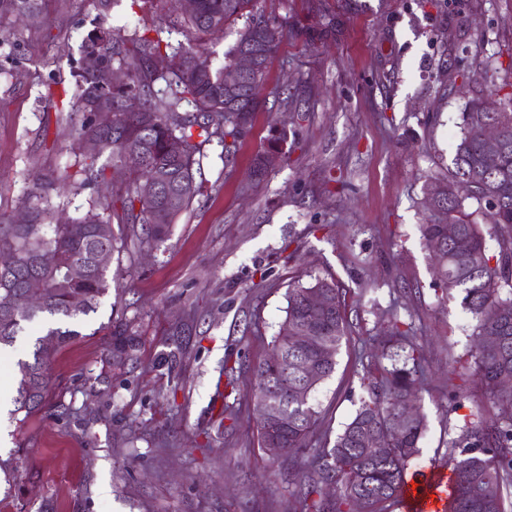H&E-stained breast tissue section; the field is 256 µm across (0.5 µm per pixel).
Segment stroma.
<instances>
[{
	"mask_svg": "<svg viewBox=\"0 0 512 512\" xmlns=\"http://www.w3.org/2000/svg\"><path fill=\"white\" fill-rule=\"evenodd\" d=\"M328 3L335 41L316 48L289 34L234 161L208 145L203 196L138 261L114 255L113 291L71 321L78 337L49 364L50 399L66 414L0 418V457L17 467L14 483L0 477V512H301L304 464L367 399L371 344L395 324L426 367L427 431L411 473L445 467L474 405L504 415L474 375L473 320L432 285L419 226L466 102L512 100V0ZM102 25L184 40L168 0H113L105 12L98 0H54L49 24L0 42V209L70 163L62 82ZM276 130L287 155L253 181L252 159ZM328 272L347 291L352 331L315 395L307 447L273 459L250 401L253 367L289 284ZM119 333L133 346L107 360Z\"/></svg>",
	"mask_w": 512,
	"mask_h": 512,
	"instance_id": "1",
	"label": "stroma"
}]
</instances>
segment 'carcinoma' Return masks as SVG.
Wrapping results in <instances>:
<instances>
[{"mask_svg": "<svg viewBox=\"0 0 512 512\" xmlns=\"http://www.w3.org/2000/svg\"><path fill=\"white\" fill-rule=\"evenodd\" d=\"M50 0H0V25L22 15L32 23L48 20ZM194 14H181L186 44L175 49L162 39L139 30L115 34L100 28L81 46L83 57L100 61L99 71L80 66L72 71L75 79L70 103L80 114L71 122L73 159L62 171H50L37 178L26 195L10 212L0 210V248L14 252V266L0 270V350L14 346L25 323L56 322L38 339L32 360L17 362V396L13 415L23 423L45 405L49 392L48 358L71 342L79 332L60 326L97 311L101 299L112 288L109 267L96 260L97 253L114 254L127 245L137 251L163 242L173 224L202 194L203 184L195 177L201 166L205 145L216 141L230 161L240 141L253 126L256 113L266 107L264 95L268 65L291 29L288 17L267 15L257 0H197ZM246 18L237 31L235 43L224 52V63H213V39L224 36L229 25ZM281 28L270 39L266 28ZM336 13L324 12L318 28L301 27L306 42L324 43L335 38ZM254 44L260 51L257 71L243 79L238 88L224 87V73L231 69L241 49ZM165 56L169 67L157 71L152 62ZM122 70L123 86L109 87L104 75ZM165 85V93L155 90ZM133 92L141 111H122L123 98ZM112 96L113 128H99L93 109L100 100ZM498 123L504 133L499 168L486 172L485 150L480 139L484 121ZM461 136L452 167L435 181L442 198L425 199L427 216L420 232L424 247L439 271L437 286L457 292L461 305L475 321L476 375L499 403H512V99L500 112H486L483 101L474 98L461 113ZM90 141L99 149L90 151ZM285 132H277L252 159V176L260 181L266 175V155L282 152ZM129 172L124 193L116 199L89 198V209L78 217L63 216L48 201L59 195L60 187L79 194L104 178L107 165ZM152 180L157 192L151 198L140 194L143 182ZM117 222L125 234L109 233L105 239L98 225ZM493 238L498 252L487 249ZM39 278L45 290L42 304L17 311L14 295L24 291L28 281ZM315 290L327 293L331 306L319 309L309 303ZM352 326L348 318L346 291L335 277L309 276L288 285L285 318L272 337L271 353L254 369L256 383L251 399L264 395L281 398L279 405L288 424L270 437L259 424L262 447L272 441L278 451L273 456L305 447L320 412L313 403L284 401L294 388L311 384L312 391L333 373L342 341ZM315 336L312 344L295 348L283 335L285 329ZM495 338L492 343L480 338ZM380 356L390 361L371 376L369 397L361 402L352 420L334 439L307 462L310 470L301 493L303 512H387L402 501L408 485V469L419 454L427 424L422 411L420 378L422 354L409 345V334L394 327L378 341ZM316 373L304 380L297 362ZM418 409L408 421L399 419L406 405ZM367 434L390 439L386 452L375 456L365 447ZM451 470L444 512H507L504 487L512 486V419L485 417L476 408L464 419L460 434L451 441L448 456ZM336 486V497L324 495V488Z\"/></svg>", "mask_w": 512, "mask_h": 512, "instance_id": "obj_1", "label": "carcinoma"}]
</instances>
